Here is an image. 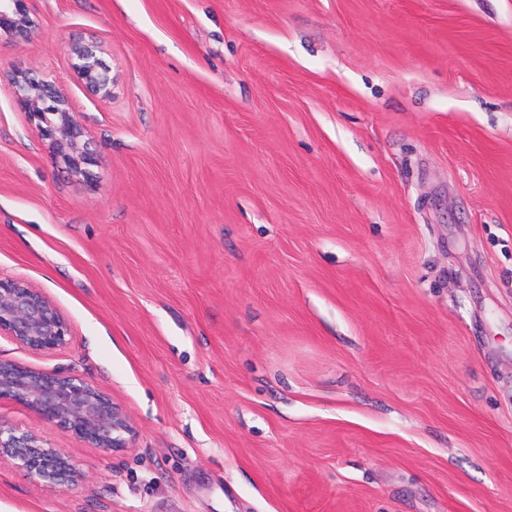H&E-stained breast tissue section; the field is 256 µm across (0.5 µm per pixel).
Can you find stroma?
Returning <instances> with one entry per match:
<instances>
[{"label": "stroma", "instance_id": "obj_1", "mask_svg": "<svg viewBox=\"0 0 512 512\" xmlns=\"http://www.w3.org/2000/svg\"><path fill=\"white\" fill-rule=\"evenodd\" d=\"M0 38V279L126 413L0 512H512V0H27ZM94 42L112 96L68 47ZM60 86L72 175L9 77ZM27 0H0V34L25 36L34 26Z\"/></svg>", "mask_w": 512, "mask_h": 512}]
</instances>
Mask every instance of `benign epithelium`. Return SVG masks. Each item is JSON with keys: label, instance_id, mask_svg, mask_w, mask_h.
<instances>
[{"label": "benign epithelium", "instance_id": "benign-epithelium-1", "mask_svg": "<svg viewBox=\"0 0 512 512\" xmlns=\"http://www.w3.org/2000/svg\"><path fill=\"white\" fill-rule=\"evenodd\" d=\"M27 0H0V33L24 36L34 21ZM78 77L96 95L112 94L111 69L96 44L73 42L69 48ZM15 102L35 123L39 136L51 141L57 154L75 172L90 161L87 131L76 120L66 94L51 82L29 72L12 78ZM35 352L59 349L70 335L67 322L40 292L18 282L0 280V334ZM20 401L45 421L56 423L84 439L103 454L129 447L133 433L126 414L99 388L74 376H47L18 365L0 364V399ZM0 461H11L35 482L63 491L79 486L82 474L62 448H51L35 434L0 425Z\"/></svg>", "mask_w": 512, "mask_h": 512}]
</instances>
